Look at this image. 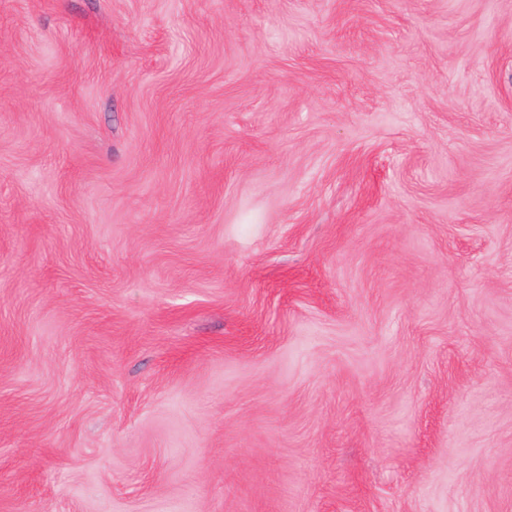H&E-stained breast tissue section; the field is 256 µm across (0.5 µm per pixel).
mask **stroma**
<instances>
[{
	"mask_svg": "<svg viewBox=\"0 0 512 512\" xmlns=\"http://www.w3.org/2000/svg\"><path fill=\"white\" fill-rule=\"evenodd\" d=\"M0 512H512V0H0Z\"/></svg>",
	"mask_w": 512,
	"mask_h": 512,
	"instance_id": "1",
	"label": "stroma"
}]
</instances>
